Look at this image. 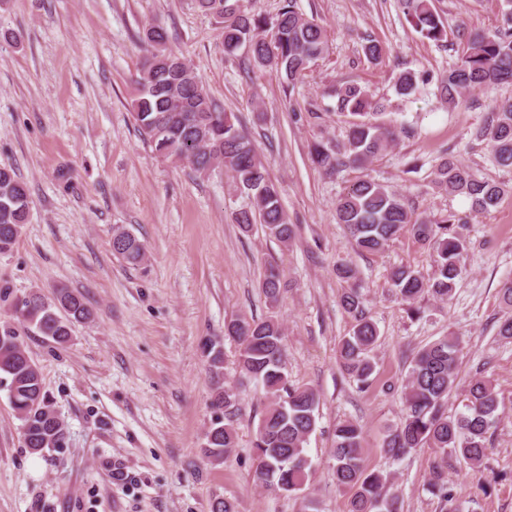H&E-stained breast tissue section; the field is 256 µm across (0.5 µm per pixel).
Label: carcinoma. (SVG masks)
I'll return each instance as SVG.
<instances>
[{"label": "carcinoma", "mask_w": 512, "mask_h": 512, "mask_svg": "<svg viewBox=\"0 0 512 512\" xmlns=\"http://www.w3.org/2000/svg\"><path fill=\"white\" fill-rule=\"evenodd\" d=\"M196 7L218 24L224 54L247 51L253 67L281 77L293 87L326 51L327 30L296 8V0H282L275 18L249 11L243 0H194ZM502 22L493 31L466 38L460 62L438 78L440 97L456 105L472 90L512 83V0H503ZM410 26L423 38L441 42L445 25L433 0H399ZM144 55L135 79L131 102L134 120L143 139L164 160L187 163L200 175L216 170L227 173L237 191L251 205L235 213V223L248 232L260 222L266 234L286 245L294 225L280 202V190L237 117L224 111L208 93L194 68L168 48V33L151 23L144 32ZM426 81L419 72L399 74L396 94L409 96ZM337 110L347 113L346 138H322L310 147L314 164L330 173L341 167H363L397 141L398 133L410 134L378 122L380 105L368 91L350 83L338 92ZM501 167L512 166V102L502 104L474 132ZM435 187L470 201L477 213L498 205L506 185L480 177L449 158L434 171ZM26 184L12 167L0 165V253L11 250L29 221ZM336 222L345 226L360 253H379L402 234L433 250V271L425 275L407 266L393 269L390 282L414 317L425 295L449 300L462 275L467 243L455 230L462 222L453 212L438 218L414 215L406 197L391 187L362 176L351 182L336 202ZM112 250L131 265L144 259L141 243L127 232L113 237ZM259 288L269 304L278 301L283 288L279 270L266 268ZM340 306L354 319L350 335L337 348L343 370L368 387L375 373L371 352L379 341L376 324L367 316L365 298L358 288L339 296ZM11 314L35 335L64 346L71 340V325L89 315L82 298L59 289L52 297L35 290L10 304ZM224 335L239 346L241 377L260 384L269 399L257 427L253 448L257 457L259 484L288 494L301 492L308 480L311 462L307 442L317 426L319 398L307 387L290 384L286 370L284 327L274 316L237 319L225 324ZM459 341L444 336L423 346L412 360L402 391V416L386 430L382 449L398 459L418 448H434L439 459L432 467L431 493L439 497L446 512H456L448 490V454L465 467L478 471L487 450L488 433L499 419V400L490 381H470L462 408L448 412V399L455 389ZM208 370L212 379L210 407L218 413L206 433L204 457L214 463L234 448L233 418L239 404L238 387L224 383V351L211 350ZM21 421L22 435L30 453L61 446L64 422L45 390L39 366L33 361L11 323L0 324V384ZM362 430L345 420L336 425L331 453L336 461V484L350 492L349 512H398L399 495L390 475L368 468L362 456Z\"/></svg>", "instance_id": "cac0c4a2"}]
</instances>
